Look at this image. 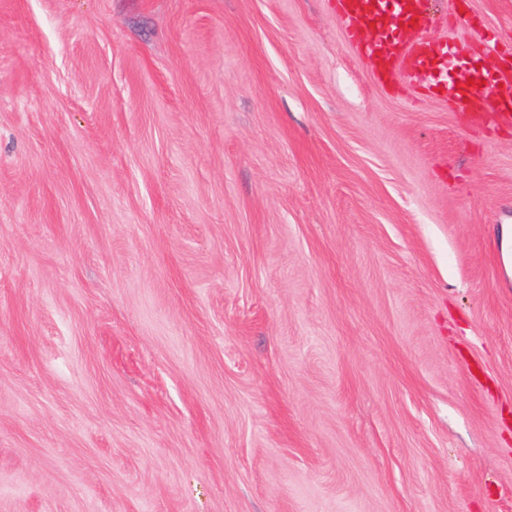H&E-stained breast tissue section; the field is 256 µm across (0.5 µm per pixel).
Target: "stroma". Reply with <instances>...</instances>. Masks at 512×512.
<instances>
[{"instance_id":"1","label":"stroma","mask_w":512,"mask_h":512,"mask_svg":"<svg viewBox=\"0 0 512 512\" xmlns=\"http://www.w3.org/2000/svg\"><path fill=\"white\" fill-rule=\"evenodd\" d=\"M505 224L336 0H0V512H512Z\"/></svg>"}]
</instances>
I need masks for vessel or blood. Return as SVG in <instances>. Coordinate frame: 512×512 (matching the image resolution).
Instances as JSON below:
<instances>
[{
    "mask_svg": "<svg viewBox=\"0 0 512 512\" xmlns=\"http://www.w3.org/2000/svg\"><path fill=\"white\" fill-rule=\"evenodd\" d=\"M338 12L348 21V34L372 59L379 81L397 72L427 76L433 93H452L456 111L462 113L512 110V61L474 70L472 84L449 86L448 63L457 59L454 47L407 36L428 15V0H336Z\"/></svg>",
    "mask_w": 512,
    "mask_h": 512,
    "instance_id": "1",
    "label": "vessel or blood"
}]
</instances>
